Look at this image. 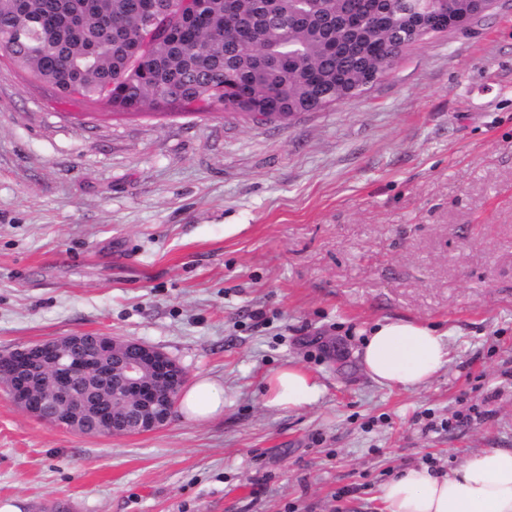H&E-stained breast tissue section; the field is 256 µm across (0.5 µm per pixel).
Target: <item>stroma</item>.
<instances>
[{
    "label": "stroma",
    "instance_id": "stroma-1",
    "mask_svg": "<svg viewBox=\"0 0 512 512\" xmlns=\"http://www.w3.org/2000/svg\"><path fill=\"white\" fill-rule=\"evenodd\" d=\"M382 318L447 330L429 385L361 367ZM77 332L161 349L224 414L90 436L0 385V512H382L402 468L512 448V0L283 122L113 114L0 60V354ZM291 362L322 399L266 407Z\"/></svg>",
    "mask_w": 512,
    "mask_h": 512
}]
</instances>
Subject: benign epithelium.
I'll list each match as a JSON object with an SVG mask.
<instances>
[{
	"label": "benign epithelium",
	"mask_w": 512,
	"mask_h": 512,
	"mask_svg": "<svg viewBox=\"0 0 512 512\" xmlns=\"http://www.w3.org/2000/svg\"><path fill=\"white\" fill-rule=\"evenodd\" d=\"M192 8L148 5L141 43L153 47L169 19ZM23 412L70 431L143 434L173 418L186 374L159 348L106 334H70L0 354V380Z\"/></svg>",
	"instance_id": "1"
}]
</instances>
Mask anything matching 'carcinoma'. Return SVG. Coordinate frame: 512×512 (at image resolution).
<instances>
[{
  "label": "carcinoma",
  "instance_id": "obj_1",
  "mask_svg": "<svg viewBox=\"0 0 512 512\" xmlns=\"http://www.w3.org/2000/svg\"><path fill=\"white\" fill-rule=\"evenodd\" d=\"M144 0H0V55L66 98L112 111L224 110L264 121L322 112L394 65L388 49L424 27L442 0H356L363 22L336 24L351 0H197L192 20L139 52Z\"/></svg>",
  "mask_w": 512,
  "mask_h": 512
}]
</instances>
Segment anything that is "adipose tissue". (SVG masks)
Returning a JSON list of instances; mask_svg holds the SVG:
<instances>
[{"label":"adipose tissue","instance_id":"adipose-tissue-1","mask_svg":"<svg viewBox=\"0 0 512 512\" xmlns=\"http://www.w3.org/2000/svg\"><path fill=\"white\" fill-rule=\"evenodd\" d=\"M360 362L377 383L406 392L429 384L449 361L438 328L408 320L382 319L365 331ZM323 395L319 380L290 364L264 378L266 406L295 411L316 404ZM189 423L224 412V394L210 378L198 379L179 400ZM384 512H512V449H488L436 474L426 467L401 469L380 487Z\"/></svg>","mask_w":512,"mask_h":512}]
</instances>
